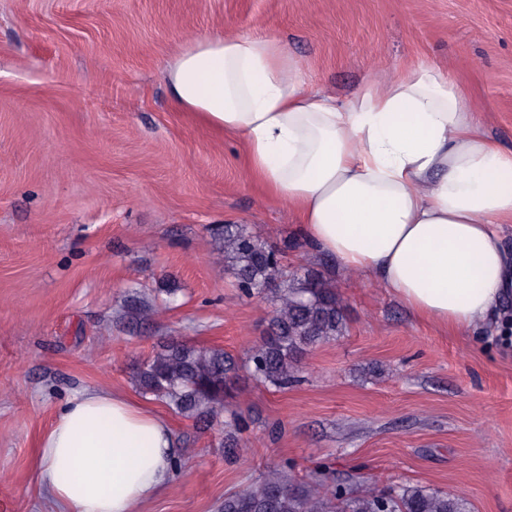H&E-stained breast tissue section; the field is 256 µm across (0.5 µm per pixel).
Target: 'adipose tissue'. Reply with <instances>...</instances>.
Instances as JSON below:
<instances>
[{
    "label": "adipose tissue",
    "instance_id": "obj_1",
    "mask_svg": "<svg viewBox=\"0 0 512 512\" xmlns=\"http://www.w3.org/2000/svg\"><path fill=\"white\" fill-rule=\"evenodd\" d=\"M166 82L174 107L243 141L249 178L294 211L315 251L454 332L500 305L512 151L483 132L452 78L416 66L341 101L302 91L278 41L214 34L179 51ZM173 457L165 417L91 389L41 439L36 480L58 512H140Z\"/></svg>",
    "mask_w": 512,
    "mask_h": 512
}]
</instances>
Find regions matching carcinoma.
Instances as JSON below:
<instances>
[{
    "instance_id": "obj_1",
    "label": "carcinoma",
    "mask_w": 512,
    "mask_h": 512,
    "mask_svg": "<svg viewBox=\"0 0 512 512\" xmlns=\"http://www.w3.org/2000/svg\"><path fill=\"white\" fill-rule=\"evenodd\" d=\"M211 259L233 270L245 296L272 304L266 333L238 364L219 346L187 342L160 343L134 373L138 390L164 403L176 414L224 434V453L236 457L250 421L239 411H226L225 399L238 390L239 371L255 383L285 390L297 381L302 357L314 347L334 341L345 331L344 306L332 281L320 274L300 279L280 268L279 251L246 224L211 229ZM136 322L151 321L156 306L139 301L128 311ZM223 512H469L465 499L433 487L393 488L380 492L353 476L336 481L319 469L309 479L288 475L277 466L245 489L224 497Z\"/></svg>"
}]
</instances>
